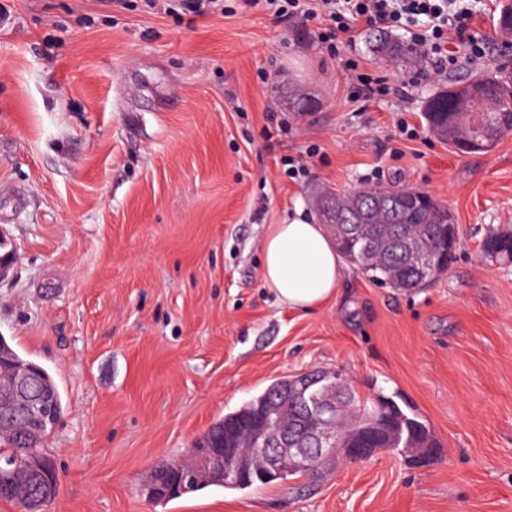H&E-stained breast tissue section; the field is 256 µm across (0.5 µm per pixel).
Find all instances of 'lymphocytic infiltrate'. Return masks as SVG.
<instances>
[{
    "mask_svg": "<svg viewBox=\"0 0 512 512\" xmlns=\"http://www.w3.org/2000/svg\"><path fill=\"white\" fill-rule=\"evenodd\" d=\"M244 5L280 18L300 14L321 20V44L332 56L338 54L342 36L373 25L405 29L413 48L435 59L442 71L457 61L449 43L473 57L482 55L478 39L468 31L473 11L464 0H244Z\"/></svg>",
    "mask_w": 512,
    "mask_h": 512,
    "instance_id": "f902f5d3",
    "label": "lymphocytic infiltrate"
}]
</instances>
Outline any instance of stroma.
<instances>
[{
	"instance_id": "1",
	"label": "stroma",
	"mask_w": 512,
	"mask_h": 512,
	"mask_svg": "<svg viewBox=\"0 0 512 512\" xmlns=\"http://www.w3.org/2000/svg\"><path fill=\"white\" fill-rule=\"evenodd\" d=\"M502 0L472 23L512 73ZM319 23L223 0H0V336L54 378L65 406L44 443L59 491L46 512H512V264L484 239L512 228V132L462 154L424 118L433 62L355 54L388 95L351 88ZM431 80L413 84L418 71ZM303 100L304 111L283 101ZM415 129L410 139L399 120ZM310 174L293 180L288 159ZM434 194L456 258L427 288L343 265L334 301L278 302L261 275L267 225L321 188ZM335 369L363 397L397 393L440 444L427 463L381 451L244 490L163 505L143 485L274 379Z\"/></svg>"
}]
</instances>
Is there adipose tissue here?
Returning <instances> with one entry per match:
<instances>
[{"label": "adipose tissue", "mask_w": 512, "mask_h": 512, "mask_svg": "<svg viewBox=\"0 0 512 512\" xmlns=\"http://www.w3.org/2000/svg\"><path fill=\"white\" fill-rule=\"evenodd\" d=\"M262 255V279L288 308L308 312L335 299L340 256L322 225L302 216L269 225Z\"/></svg>", "instance_id": "1"}]
</instances>
